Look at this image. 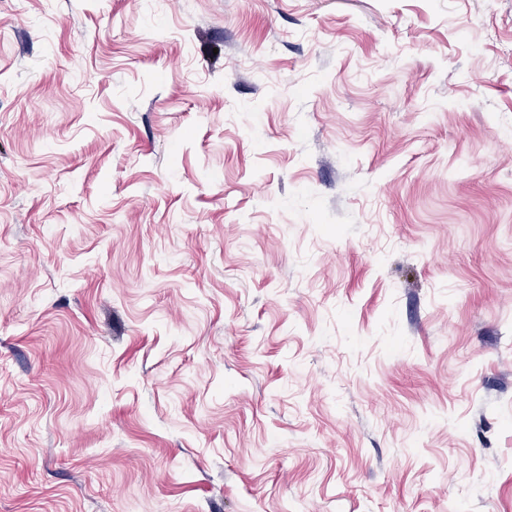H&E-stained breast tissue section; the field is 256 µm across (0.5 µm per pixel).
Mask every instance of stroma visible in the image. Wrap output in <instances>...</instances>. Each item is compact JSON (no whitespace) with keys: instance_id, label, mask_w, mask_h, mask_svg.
<instances>
[{"instance_id":"stroma-1","label":"stroma","mask_w":512,"mask_h":512,"mask_svg":"<svg viewBox=\"0 0 512 512\" xmlns=\"http://www.w3.org/2000/svg\"><path fill=\"white\" fill-rule=\"evenodd\" d=\"M0 512H512V0H0Z\"/></svg>"}]
</instances>
